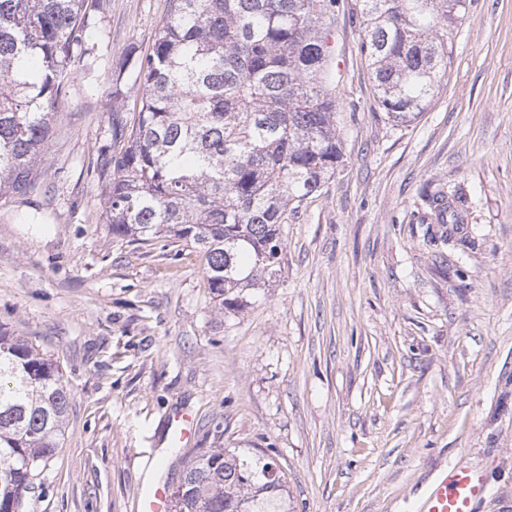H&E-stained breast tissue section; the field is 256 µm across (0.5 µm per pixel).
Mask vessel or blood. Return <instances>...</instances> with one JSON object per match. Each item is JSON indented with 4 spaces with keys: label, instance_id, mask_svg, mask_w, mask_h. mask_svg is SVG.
Returning <instances> with one entry per match:
<instances>
[{
    "label": "vessel or blood",
    "instance_id": "obj_1",
    "mask_svg": "<svg viewBox=\"0 0 512 512\" xmlns=\"http://www.w3.org/2000/svg\"><path fill=\"white\" fill-rule=\"evenodd\" d=\"M195 431L187 414H176L169 427V443L174 448L190 447ZM487 492L483 475L466 469L440 472L429 495L417 512H473L475 503ZM141 512H168L169 496L165 485L146 486L139 496Z\"/></svg>",
    "mask_w": 512,
    "mask_h": 512
}]
</instances>
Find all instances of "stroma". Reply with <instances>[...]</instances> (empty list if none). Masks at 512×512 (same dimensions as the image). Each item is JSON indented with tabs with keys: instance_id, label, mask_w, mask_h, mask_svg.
Segmentation results:
<instances>
[{
	"instance_id": "1",
	"label": "stroma",
	"mask_w": 512,
	"mask_h": 512,
	"mask_svg": "<svg viewBox=\"0 0 512 512\" xmlns=\"http://www.w3.org/2000/svg\"><path fill=\"white\" fill-rule=\"evenodd\" d=\"M168 3L104 0L33 190L0 196V333L71 392L21 512H136L157 450L174 487L206 448L275 458L288 512H412L452 467L485 478L474 512H512V0H469L446 85L405 125L375 100L359 0H336L342 158L284 224L279 281L235 313L197 250L105 222L109 118ZM441 188L465 222L438 249L421 219ZM178 412L194 447L167 445Z\"/></svg>"
}]
</instances>
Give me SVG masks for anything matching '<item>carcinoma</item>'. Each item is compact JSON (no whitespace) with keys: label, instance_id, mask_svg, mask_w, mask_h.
<instances>
[{"label":"carcinoma","instance_id":"1","mask_svg":"<svg viewBox=\"0 0 512 512\" xmlns=\"http://www.w3.org/2000/svg\"><path fill=\"white\" fill-rule=\"evenodd\" d=\"M361 48L377 104L407 123L448 79L467 0H359ZM336 0H169L149 53L135 59L136 125L112 113L105 214L112 237H170L206 257L226 312L281 273L288 207L318 192L341 158ZM102 0H0V194L25 196L33 167ZM429 243H448L461 197H423ZM59 365L0 335V512H19L32 471L51 459L70 408ZM271 458L209 448L184 465L174 512H287Z\"/></svg>","mask_w":512,"mask_h":512}]
</instances>
